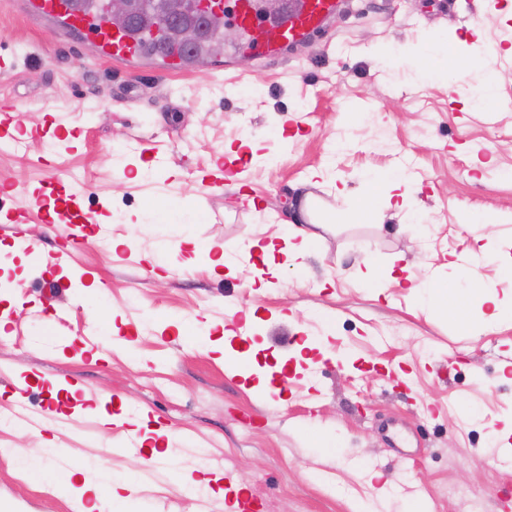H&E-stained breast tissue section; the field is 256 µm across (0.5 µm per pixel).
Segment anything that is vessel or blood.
I'll use <instances>...</instances> for the list:
<instances>
[{
	"label": "vessel or blood",
	"instance_id": "vessel-or-blood-1",
	"mask_svg": "<svg viewBox=\"0 0 512 512\" xmlns=\"http://www.w3.org/2000/svg\"><path fill=\"white\" fill-rule=\"evenodd\" d=\"M342 5V0H292L281 18L266 20L260 17L255 0H235L231 22L242 36L244 55L271 58L324 30ZM26 7L31 14L62 20L65 30L90 31L95 52L101 58L127 61L139 55V44L131 34L105 27L94 13L72 10L66 0H27ZM60 217L67 222L66 238L71 246H82L87 240L88 217L75 199L64 202ZM224 492L228 512H261V501L237 490L232 478H225Z\"/></svg>",
	"mask_w": 512,
	"mask_h": 512
}]
</instances>
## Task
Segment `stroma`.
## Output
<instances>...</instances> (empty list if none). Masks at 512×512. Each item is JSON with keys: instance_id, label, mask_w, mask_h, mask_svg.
Returning <instances> with one entry per match:
<instances>
[{"instance_id": "1", "label": "stroma", "mask_w": 512, "mask_h": 512, "mask_svg": "<svg viewBox=\"0 0 512 512\" xmlns=\"http://www.w3.org/2000/svg\"><path fill=\"white\" fill-rule=\"evenodd\" d=\"M497 2L350 0L286 55L245 59L228 41L206 67L165 73L96 59L88 33L0 0V59L11 63L0 103L16 106L24 146L0 150V207L36 201L54 174L94 227L72 265L41 277L35 259L60 249L61 225L35 218L21 252L0 229V412L24 380L31 414L53 422L0 430V512H75L77 487L33 486L3 454L45 436L54 467L96 464L126 484L124 501L102 499L97 512H225L179 480L207 466L243 481L262 512H507L512 461L498 452L512 446V321L472 335L405 284L355 274L402 252L439 289L473 275L512 297L492 258L512 249V57L498 59V102L486 107L450 91V66L398 63L414 49L476 46L475 19L512 33ZM238 153L240 174L209 188L205 175ZM390 171L420 183L411 212L360 214L372 177ZM174 199L192 215L157 222ZM310 199L322 214L303 269L276 255L283 286L253 292L261 254L235 257L255 241L285 244ZM489 209L503 222L480 224ZM411 214L419 224L402 230ZM197 242L223 245L232 264L212 272ZM154 249L165 272L145 259ZM94 333L97 355L84 350ZM64 376L81 404L44 411L43 378ZM138 421L169 436L173 459L151 463L134 447Z\"/></svg>"}]
</instances>
